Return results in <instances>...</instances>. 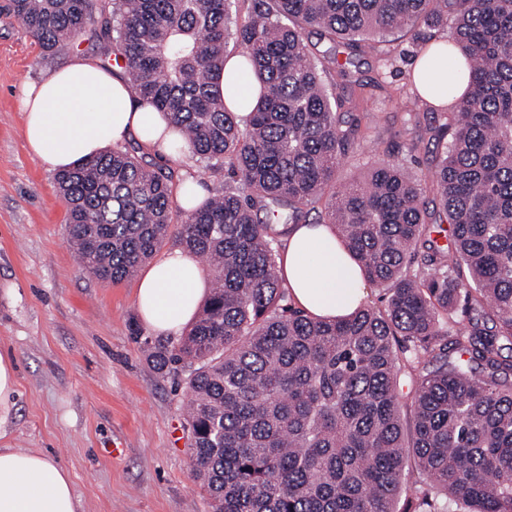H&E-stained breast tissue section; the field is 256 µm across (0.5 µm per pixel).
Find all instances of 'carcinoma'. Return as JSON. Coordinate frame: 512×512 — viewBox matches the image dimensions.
Returning <instances> with one entry per match:
<instances>
[{"label":"carcinoma","mask_w":512,"mask_h":512,"mask_svg":"<svg viewBox=\"0 0 512 512\" xmlns=\"http://www.w3.org/2000/svg\"><path fill=\"white\" fill-rule=\"evenodd\" d=\"M9 0L52 53L90 29L120 49L138 94L189 152L239 185L188 210L177 241L209 268L188 332L142 340L158 370L189 369L196 477L212 512H512V0ZM464 66L441 113L432 185L399 166L330 196L332 224L384 305L329 321L292 307L280 238L308 224L350 147L352 57L415 32ZM261 87L246 121L219 78L229 44ZM173 174L106 150L55 182L83 270L117 283L169 236ZM449 225V243L439 241ZM481 369L476 375L474 368Z\"/></svg>","instance_id":"carcinoma-1"}]
</instances>
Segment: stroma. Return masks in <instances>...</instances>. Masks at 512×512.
Masks as SVG:
<instances>
[{
	"label": "stroma",
	"mask_w": 512,
	"mask_h": 512,
	"mask_svg": "<svg viewBox=\"0 0 512 512\" xmlns=\"http://www.w3.org/2000/svg\"><path fill=\"white\" fill-rule=\"evenodd\" d=\"M420 47L408 33L354 57L370 144L341 158L337 186L360 182L385 162L430 176L435 149L424 134L434 116L410 79ZM77 55L107 60L88 32L44 54L15 18L0 15V351L18 366L0 448L37 450L65 468L82 512H209L193 473L184 376L159 372L136 341L150 333L136 305L139 279L113 284L81 272L55 171L24 139L22 87ZM140 155L143 164L173 169V188L192 179L211 194L224 185L223 169L192 155L163 159L146 147Z\"/></svg>",
	"instance_id": "35a3bbf8"
}]
</instances>
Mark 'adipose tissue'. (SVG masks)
<instances>
[{
    "label": "adipose tissue",
    "instance_id": "ef3b65f1",
    "mask_svg": "<svg viewBox=\"0 0 512 512\" xmlns=\"http://www.w3.org/2000/svg\"><path fill=\"white\" fill-rule=\"evenodd\" d=\"M229 111L247 118L257 100L241 78L238 57L221 76ZM20 106L29 150L55 169L137 137L164 156L179 155L169 116L144 101L119 67L78 56L40 83L24 87ZM293 304L329 320L349 316L363 303L366 277L334 231L325 224L292 226L280 259ZM205 291L200 264L177 250L143 271L136 303L143 323L155 331H176L189 322ZM69 473L44 453L0 448V512H80Z\"/></svg>",
    "mask_w": 512,
    "mask_h": 512
}]
</instances>
